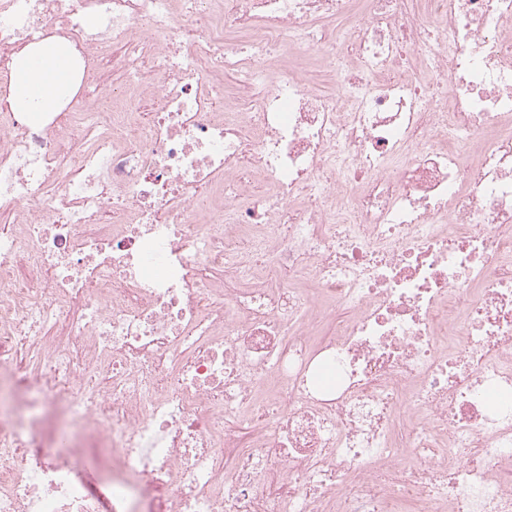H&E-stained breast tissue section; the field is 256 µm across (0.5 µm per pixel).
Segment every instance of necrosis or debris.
I'll return each instance as SVG.
<instances>
[{
	"instance_id": "obj_1",
	"label": "necrosis or debris",
	"mask_w": 512,
	"mask_h": 512,
	"mask_svg": "<svg viewBox=\"0 0 512 512\" xmlns=\"http://www.w3.org/2000/svg\"><path fill=\"white\" fill-rule=\"evenodd\" d=\"M0 210V512H512V0H0ZM57 43L30 45L16 56L12 100L17 111H59L62 98L58 89L68 86L74 94L79 87L81 78L73 72L69 58L59 51ZM32 61L40 63L37 71L32 69ZM77 461L83 477L97 491L103 495L107 493L105 478V460L102 456L83 448L78 443L75 448H64Z\"/></svg>"
}]
</instances>
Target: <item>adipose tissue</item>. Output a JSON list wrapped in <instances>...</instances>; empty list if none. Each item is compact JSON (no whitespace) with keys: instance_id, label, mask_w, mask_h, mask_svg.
Masks as SVG:
<instances>
[{"instance_id":"ef3b65f1","label":"adipose tissue","mask_w":512,"mask_h":512,"mask_svg":"<svg viewBox=\"0 0 512 512\" xmlns=\"http://www.w3.org/2000/svg\"><path fill=\"white\" fill-rule=\"evenodd\" d=\"M81 79L56 42L28 46L16 57L12 100L20 112L59 111L60 87L77 90Z\"/></svg>"}]
</instances>
